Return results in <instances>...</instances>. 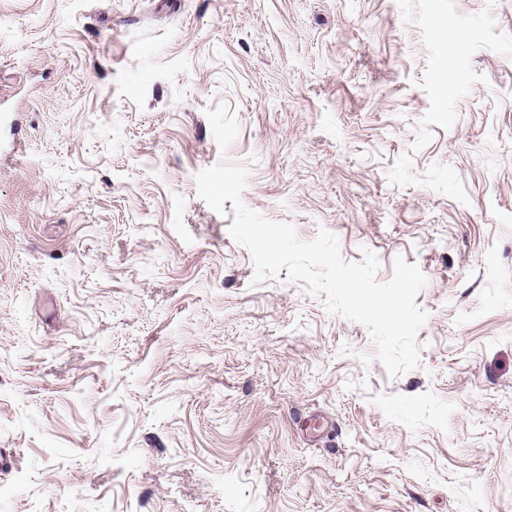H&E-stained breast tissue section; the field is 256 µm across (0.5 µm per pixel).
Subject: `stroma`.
Segmentation results:
<instances>
[{
	"mask_svg": "<svg viewBox=\"0 0 512 512\" xmlns=\"http://www.w3.org/2000/svg\"><path fill=\"white\" fill-rule=\"evenodd\" d=\"M2 112L0 512H512V0H0ZM222 160L421 269L419 367L254 283Z\"/></svg>",
	"mask_w": 512,
	"mask_h": 512,
	"instance_id": "obj_1",
	"label": "stroma"
}]
</instances>
